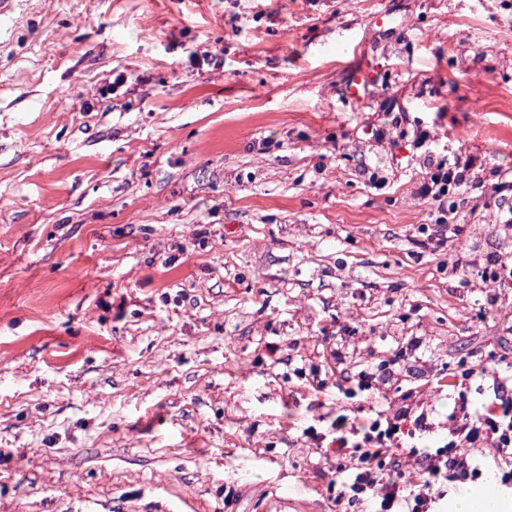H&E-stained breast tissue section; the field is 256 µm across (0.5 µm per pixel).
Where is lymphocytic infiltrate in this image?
<instances>
[{
    "label": "lymphocytic infiltrate",
    "mask_w": 512,
    "mask_h": 512,
    "mask_svg": "<svg viewBox=\"0 0 512 512\" xmlns=\"http://www.w3.org/2000/svg\"><path fill=\"white\" fill-rule=\"evenodd\" d=\"M477 165L475 157L456 156L429 160V171L420 195L432 202L438 235L457 233L470 213L460 207L447 208L448 195H464ZM489 378L486 369L474 366L463 376L437 380L439 390L448 394L446 413L419 410L414 397H406L384 420L357 423L337 416L331 424L329 445L337 455H351L352 472L342 482L340 501L348 505L371 504L375 512H435L454 483L479 479L482 471L474 461L479 449L490 448L503 459L512 458V397L501 378H491L492 395L471 405L464 380ZM444 428L442 445L420 448L416 434ZM417 464L421 477L413 479L403 468V458Z\"/></svg>",
    "instance_id": "f902f5d3"
}]
</instances>
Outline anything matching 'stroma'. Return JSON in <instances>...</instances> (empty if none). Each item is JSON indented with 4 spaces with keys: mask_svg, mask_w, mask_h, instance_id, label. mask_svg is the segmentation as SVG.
Instances as JSON below:
<instances>
[{
    "mask_svg": "<svg viewBox=\"0 0 512 512\" xmlns=\"http://www.w3.org/2000/svg\"><path fill=\"white\" fill-rule=\"evenodd\" d=\"M417 130L484 161L444 245ZM510 170L512 0H17L0 512H336L316 436L368 405L337 383L402 351L380 409L437 407L440 374L512 366V290L453 266L512 253ZM500 195L497 200L498 224L495 225L499 229H507L512 231V180L496 184L495 191ZM507 192V194H501Z\"/></svg>",
    "mask_w": 512,
    "mask_h": 512,
    "instance_id": "1",
    "label": "stroma"
}]
</instances>
